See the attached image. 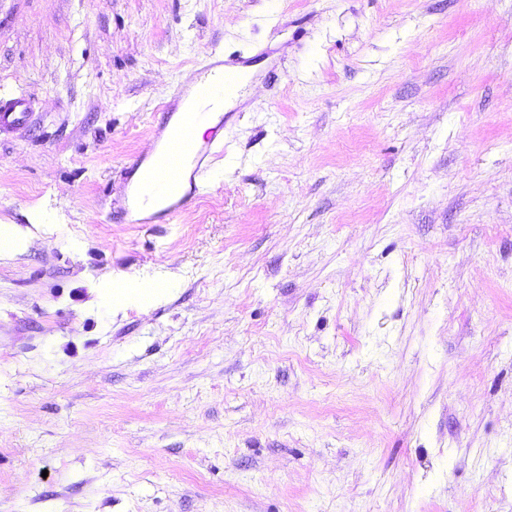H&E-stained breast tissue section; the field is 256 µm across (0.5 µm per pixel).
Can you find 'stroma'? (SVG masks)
<instances>
[{
	"label": "stroma",
	"mask_w": 512,
	"mask_h": 512,
	"mask_svg": "<svg viewBox=\"0 0 512 512\" xmlns=\"http://www.w3.org/2000/svg\"><path fill=\"white\" fill-rule=\"evenodd\" d=\"M214 49L223 153L123 223ZM19 91L0 512H512V0H0Z\"/></svg>",
	"instance_id": "1"
}]
</instances>
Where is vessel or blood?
Here are the masks:
<instances>
[{
	"mask_svg": "<svg viewBox=\"0 0 512 512\" xmlns=\"http://www.w3.org/2000/svg\"><path fill=\"white\" fill-rule=\"evenodd\" d=\"M242 67L241 61H225L219 53L205 56L192 84L173 90L164 104V120L157 128L149 151L136 156L124 169V214L141 208V192L152 189L163 209L162 216L173 218L192 201L198 181L205 173L217 145L198 140L194 129L203 117L198 104L214 92L210 77L223 73V89H231ZM33 114V98L26 93L0 95V134L27 126Z\"/></svg>",
	"mask_w": 512,
	"mask_h": 512,
	"instance_id": "vessel-or-blood-1",
	"label": "vessel or blood"
}]
</instances>
